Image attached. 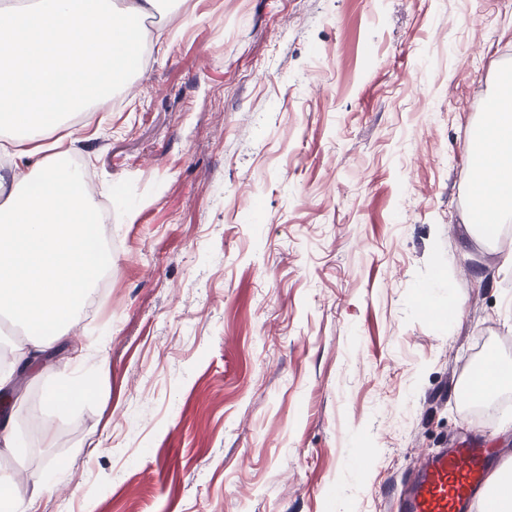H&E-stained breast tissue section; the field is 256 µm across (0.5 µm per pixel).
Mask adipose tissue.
<instances>
[{
  "label": "adipose tissue",
  "instance_id": "obj_1",
  "mask_svg": "<svg viewBox=\"0 0 512 512\" xmlns=\"http://www.w3.org/2000/svg\"><path fill=\"white\" fill-rule=\"evenodd\" d=\"M167 0H39L36 10L0 15V315L27 335L18 357L68 335L111 259L94 236L95 209L81 172L67 168L65 142L82 140L75 113L125 89L143 18ZM475 157V210L483 229L512 220V81L486 112ZM50 412L72 409L87 394L69 365L55 368ZM28 498L12 475H0V512H30L52 493L51 478L30 480Z\"/></svg>",
  "mask_w": 512,
  "mask_h": 512
}]
</instances>
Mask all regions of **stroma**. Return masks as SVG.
Segmentation results:
<instances>
[{"mask_svg": "<svg viewBox=\"0 0 512 512\" xmlns=\"http://www.w3.org/2000/svg\"><path fill=\"white\" fill-rule=\"evenodd\" d=\"M85 162L111 284L26 363L9 418L56 462L33 512H398L417 461L512 460V240L474 230L467 151L512 69V0H170ZM90 393L44 419L47 365Z\"/></svg>", "mask_w": 512, "mask_h": 512, "instance_id": "35a3bbf8", "label": "stroma"}]
</instances>
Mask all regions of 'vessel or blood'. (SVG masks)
I'll return each mask as SVG.
<instances>
[{"mask_svg":"<svg viewBox=\"0 0 512 512\" xmlns=\"http://www.w3.org/2000/svg\"><path fill=\"white\" fill-rule=\"evenodd\" d=\"M486 451L477 445L447 449L419 461L405 512H472L487 482Z\"/></svg>","mask_w":512,"mask_h":512,"instance_id":"obj_1","label":"vessel or blood"}]
</instances>
